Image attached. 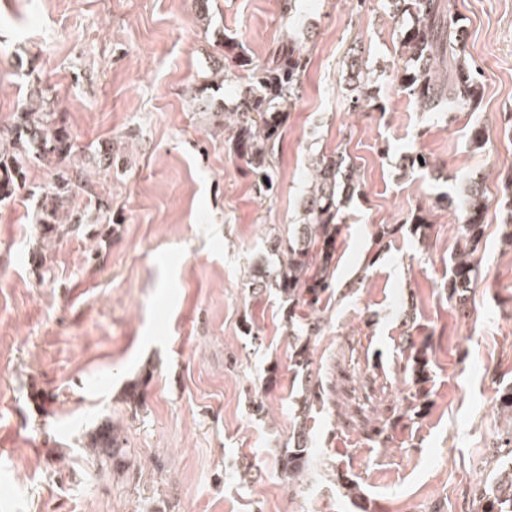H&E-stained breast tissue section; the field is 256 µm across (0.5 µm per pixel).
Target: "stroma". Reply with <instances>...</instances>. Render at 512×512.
Returning a JSON list of instances; mask_svg holds the SVG:
<instances>
[{
	"instance_id": "35a3bbf8",
	"label": "stroma",
	"mask_w": 512,
	"mask_h": 512,
	"mask_svg": "<svg viewBox=\"0 0 512 512\" xmlns=\"http://www.w3.org/2000/svg\"><path fill=\"white\" fill-rule=\"evenodd\" d=\"M480 68L475 111L422 112L395 79L400 27L385 0H0V126L38 86L77 145L88 181L72 202L80 232L40 237L35 201L55 168L31 161L0 206V512H354L333 467L381 512H457L489 480L508 423L499 388L512 337V247L501 239V180L512 173V0H452ZM295 31L308 55L275 165L260 193L230 153L222 116L200 104L225 36L255 62ZM370 71L378 110H353L349 53ZM483 130L486 143L469 142ZM111 144L115 163L95 151ZM346 151L361 192L344 210L336 278L314 372L324 406L310 422L315 467L299 489L277 470L298 386L285 309L252 293L247 270L269 229L287 237L310 157ZM421 152L446 179L412 172ZM481 178L489 208L480 275L460 314L448 298L455 218L434 209L458 175ZM432 210L427 239L373 234ZM376 261L365 264L367 256ZM253 336H246L244 323ZM432 339L429 406L403 418L408 342ZM279 382L263 390L269 365ZM142 381L145 403L123 391ZM267 415L252 416L255 397ZM128 450L102 470L85 446L104 419ZM383 429L370 441L368 429Z\"/></svg>"
}]
</instances>
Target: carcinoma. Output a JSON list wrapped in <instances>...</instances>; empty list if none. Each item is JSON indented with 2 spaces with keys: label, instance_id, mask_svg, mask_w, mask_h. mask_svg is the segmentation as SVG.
Returning a JSON list of instances; mask_svg holds the SVG:
<instances>
[{
  "label": "carcinoma",
  "instance_id": "carcinoma-1",
  "mask_svg": "<svg viewBox=\"0 0 512 512\" xmlns=\"http://www.w3.org/2000/svg\"><path fill=\"white\" fill-rule=\"evenodd\" d=\"M392 18L405 23L401 28L400 53L404 58L397 79L422 112L441 107L448 111L475 109L482 96L481 72L465 54L467 31L461 18L449 11L443 0H386ZM224 64L215 71V83L246 80L233 111L224 113L230 124L233 152L255 176L259 187L270 193L277 180L275 159L281 132L302 86L307 67L305 49L292 34L272 43L263 63L257 64L241 51L240 42L224 37ZM349 85L354 109L375 110V96L369 72L362 61L350 63ZM29 108L15 115L13 123L0 129V202L11 201L25 177L28 154L43 161H63L76 155V144L59 113L44 105L39 90L31 92ZM407 167L436 171L437 163L417 153L405 158ZM82 173L74 167L59 166L44 193L40 211V236L51 241L67 237L79 229L63 215V208L80 189ZM505 201L502 236L512 246V178L501 181ZM361 191L357 167L343 151L321 153L311 158L306 189L297 204L296 223L288 240L267 237L269 252L278 256L273 265L262 262L250 266L248 284L252 292L274 288L288 303V335L292 338L290 357L294 379L300 380V394L294 402L293 428L280 448L278 464L291 484L299 482L312 463L308 421L316 405L322 403L318 379L312 369L311 344L324 330L322 313L326 302L344 293L336 281V244L343 229L342 214L354 195ZM435 206L450 211L458 221L459 239L448 275V299L465 310L467 294L477 284L476 252L484 235L488 199L482 181L465 177L454 194L436 198ZM411 227L420 236L431 227L428 215L418 209L409 224H383L375 244ZM412 383L428 380L427 349L410 344ZM119 432L104 422L88 433L87 447L102 455L104 465L124 466L125 449L119 447ZM491 463L495 480L473 488L468 512H512V428L494 446ZM338 486L351 498L357 512H371L354 480L336 470Z\"/></svg>",
  "mask_w": 512,
  "mask_h": 512
}]
</instances>
